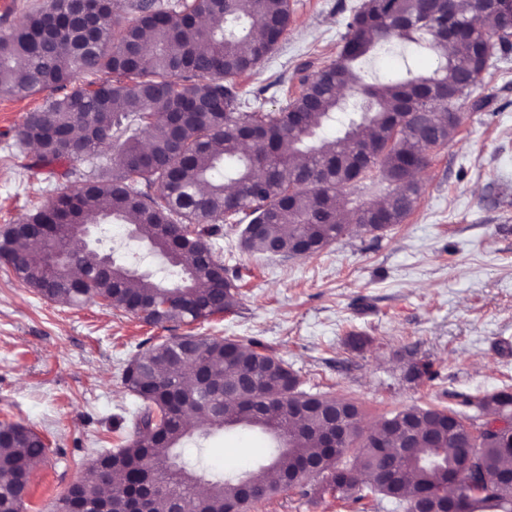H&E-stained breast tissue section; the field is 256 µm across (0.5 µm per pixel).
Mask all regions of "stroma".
<instances>
[{
  "mask_svg": "<svg viewBox=\"0 0 512 512\" xmlns=\"http://www.w3.org/2000/svg\"><path fill=\"white\" fill-rule=\"evenodd\" d=\"M288 2L286 34L256 72L237 79L248 106L273 111L297 95L303 76L335 59L344 21L361 0ZM434 63L431 51L414 47L405 58L380 55L367 70L383 79L406 67L426 73ZM42 103L39 94L0 92V229L68 185L66 164L30 168L6 153L25 114ZM458 108L459 132L430 150L414 212L382 236L350 235L311 257L270 258L241 251V225H224V263L245 281L232 313L152 326L99 303L44 300L0 263V421L24 423L48 443L25 512H57L83 463L132 436L135 398L123 370L170 336L260 340L305 389L354 399L366 425L403 406L461 411L465 399L512 385V50L496 52ZM105 244L139 271L164 272L129 225H107ZM416 360L431 361L435 379L405 382ZM273 445L260 430L234 427L185 448L199 451L211 471L239 459L254 471ZM356 510L292 489L251 512Z\"/></svg>",
  "mask_w": 512,
  "mask_h": 512,
  "instance_id": "obj_1",
  "label": "stroma"
}]
</instances>
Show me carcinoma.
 <instances>
[{
  "instance_id": "carcinoma-1",
  "label": "carcinoma",
  "mask_w": 512,
  "mask_h": 512,
  "mask_svg": "<svg viewBox=\"0 0 512 512\" xmlns=\"http://www.w3.org/2000/svg\"><path fill=\"white\" fill-rule=\"evenodd\" d=\"M475 0H440L428 13L422 0H362L345 21L336 59L319 69L299 94L276 112L243 110L231 79L254 71L272 52L291 22L288 0H88L98 35L89 40L69 21L70 0H46L10 33L0 36V91L29 96L47 93L27 114L15 150L38 147L43 166L81 160L85 168L65 172L78 187L36 207L21 224L123 223L165 259L166 274L138 275L114 260L110 274L96 272L100 255L76 249L83 276L52 268L24 248L27 238L9 229L0 233V261L44 299L69 305L99 300L148 325L191 323L232 311L239 301V276L224 284L211 280L197 259L207 251L220 256L210 239L222 224L261 222L256 235L241 237L244 251L313 254L350 232L368 233L375 215L383 233L414 211L421 185L406 180L412 168L430 164L429 150L444 145L461 121L441 113L442 98L467 97L481 83L489 58L512 48L508 23L512 0H498L478 28L470 26ZM134 20L121 25V14ZM208 18V24L199 18ZM456 31L457 51L448 52V33ZM400 44L425 45L435 55L428 76L410 67L378 83H367L363 65ZM468 70L471 85L459 83ZM354 97L347 104L336 87ZM64 94H59V91ZM429 112L422 126L406 116ZM301 112L294 122L291 113ZM339 128L332 141L320 133ZM81 135H75V130ZM108 143L112 155L101 160ZM371 147L373 159L362 169L358 151ZM378 169L387 183L383 200L345 209L347 188ZM171 336L128 362L122 381L138 400L136 439L101 453L76 480V509L105 501L107 512H128L133 497L163 483L153 493L151 512H170L173 493L188 512H249L286 488L309 486L354 503L373 496L410 504L429 492L438 512L448 510V471L459 465L461 440L491 417L512 419V387L477 401H466L469 415L439 406H405L373 428L357 432L358 405L345 397L310 393L298 375L259 340L245 346L231 338ZM427 361L410 363L409 382L434 378ZM205 414L208 429L238 425L271 434L283 449L259 474L245 473L255 486L243 494L241 476L219 473L199 490L193 462L174 466L175 450L197 427L189 420ZM331 414L348 420L344 449L333 463L317 447V431ZM395 452L396 468L385 477L382 449L373 434ZM478 468L483 476L512 473V439L483 431ZM41 435L18 422H0V512H23L33 468L47 456ZM512 507V483L494 486L479 499L477 512Z\"/></svg>"
}]
</instances>
